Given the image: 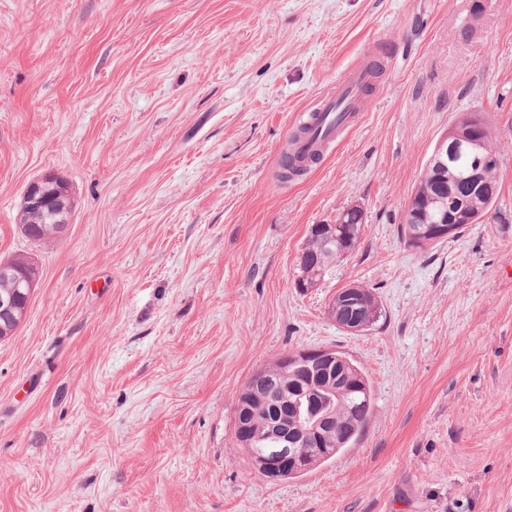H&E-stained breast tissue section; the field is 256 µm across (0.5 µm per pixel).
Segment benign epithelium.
Here are the masks:
<instances>
[{"label": "benign epithelium", "instance_id": "benign-epithelium-1", "mask_svg": "<svg viewBox=\"0 0 512 512\" xmlns=\"http://www.w3.org/2000/svg\"><path fill=\"white\" fill-rule=\"evenodd\" d=\"M465 161V167L456 176V183L437 190L434 194L439 209V218L420 216L424 228L412 235L407 243L418 248L430 242L439 241L454 235L461 218L459 190L467 192L483 190L486 185L488 165L494 161L493 152L488 148L485 137L479 132V124L471 118L463 119L458 128L444 132L438 139L433 159L443 166L448 160ZM57 182V175L47 172L31 181L23 196L22 206L27 209H43L46 204L45 192ZM0 278L14 282L12 292L0 294V319L21 320L25 309L20 307L21 296L31 298L38 281V270L32 263L11 258L0 262ZM344 295L351 302L354 314L342 325L344 330L360 333L370 325L372 315L363 313L364 290L356 287L344 289ZM336 362V353L331 348L299 349L282 355L278 359V370L284 371L290 366L305 370L308 384L302 390L300 398L292 406L295 421L304 433L312 437L322 434L323 428L333 418V400L328 397L313 379L325 367ZM267 440L274 444L272 448H256L257 437L252 435L242 442L250 461L267 480L278 482L290 475L308 470L312 466L311 458L300 448V442L288 440V427L275 424L266 432Z\"/></svg>", "mask_w": 512, "mask_h": 512}]
</instances>
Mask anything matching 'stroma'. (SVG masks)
Returning <instances> with one entry per match:
<instances>
[{"label": "stroma", "mask_w": 512, "mask_h": 512, "mask_svg": "<svg viewBox=\"0 0 512 512\" xmlns=\"http://www.w3.org/2000/svg\"><path fill=\"white\" fill-rule=\"evenodd\" d=\"M383 71L303 176L293 131L352 67ZM481 112L500 220L427 250L405 204ZM52 172L60 240L17 218ZM355 252L294 288L313 224ZM39 282L0 341V512H512V0H0V259ZM382 315L340 329L336 292ZM332 348L365 369L357 443L271 482L234 436L249 376ZM57 182V175L52 172L42 174L31 181L23 196L22 206L27 209H43L46 204L45 192ZM19 229L29 240L35 244H45L55 239L54 230L47 224H43L41 218L22 211L19 217ZM344 295L349 298V302L352 303L350 308L352 309V312L354 311L355 313L351 315V318L346 323L340 326L344 328L345 331L351 333H360L366 328L368 329L372 315L370 313H366L364 316L362 315V312L365 309L363 306V300L365 299L364 290L350 286L348 288H344ZM377 318L378 315L371 325L376 322Z\"/></svg>", "instance_id": "obj_1"}]
</instances>
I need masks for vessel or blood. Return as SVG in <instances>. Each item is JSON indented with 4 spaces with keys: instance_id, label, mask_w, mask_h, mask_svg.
<instances>
[{
    "instance_id": "obj_1",
    "label": "vessel or blood",
    "mask_w": 512,
    "mask_h": 512,
    "mask_svg": "<svg viewBox=\"0 0 512 512\" xmlns=\"http://www.w3.org/2000/svg\"><path fill=\"white\" fill-rule=\"evenodd\" d=\"M370 74L366 67L351 71L336 87L324 96L318 108L310 115L311 131L301 139L295 152L310 156L335 143L339 135L354 122L356 111L363 100V88Z\"/></svg>"
}]
</instances>
